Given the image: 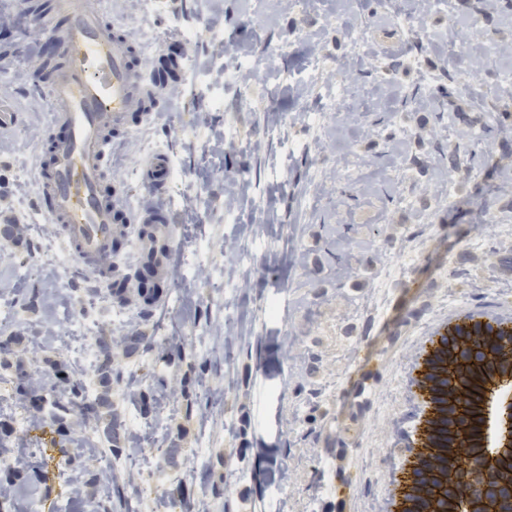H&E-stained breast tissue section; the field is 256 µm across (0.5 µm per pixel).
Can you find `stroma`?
Returning a JSON list of instances; mask_svg holds the SVG:
<instances>
[{
  "instance_id": "obj_1",
  "label": "stroma",
  "mask_w": 512,
  "mask_h": 512,
  "mask_svg": "<svg viewBox=\"0 0 512 512\" xmlns=\"http://www.w3.org/2000/svg\"><path fill=\"white\" fill-rule=\"evenodd\" d=\"M19 2L0 0L17 19L0 32V107L15 116L0 127V223L21 229L0 237V304L17 312L0 337L36 372L66 367L121 421L138 417L162 453L112 449L91 425L60 435L57 391L20 427L12 371L0 367V479L13 472L17 512L35 500L44 512H95L110 455L141 462L112 473L129 512H166L185 497L193 512H320L337 466L343 512H388L418 420L411 358L442 320L512 321V86L499 79L512 70L501 54L512 0H446L410 29L395 17L415 14V0H269L262 10L257 0H98L144 73L170 58L182 72L177 98L150 118L129 114L111 138L104 191L134 213L148 199L167 210L172 247L158 303L129 301L121 323L111 288L54 261L64 238L35 179L63 129L37 85L60 50ZM190 26L200 29L191 42ZM232 62L248 70L243 84L225 85ZM338 81L347 120L325 108ZM446 146L454 161L442 159ZM158 154L171 168L161 194L142 179ZM198 244L207 265L185 258ZM87 295L92 336L111 340L121 374L107 385L67 320ZM134 331L150 348L126 350ZM174 342L181 358L162 359ZM366 347L371 388L341 409ZM26 461L45 483H28Z\"/></svg>"
}]
</instances>
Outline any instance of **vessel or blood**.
<instances>
[{"label":"vessel or blood","mask_w":512,"mask_h":512,"mask_svg":"<svg viewBox=\"0 0 512 512\" xmlns=\"http://www.w3.org/2000/svg\"><path fill=\"white\" fill-rule=\"evenodd\" d=\"M38 22L61 49V62L43 87L55 122L67 134L40 154L36 194L49 221L62 225L86 278L103 281L112 275L103 259L118 225L169 221L165 210L130 213L100 191L108 132L128 113L147 117L157 111L161 94L140 73L121 31L102 23L94 0H54L52 14ZM169 174L166 155L144 165V180L154 191L165 190Z\"/></svg>","instance_id":"obj_1"}]
</instances>
